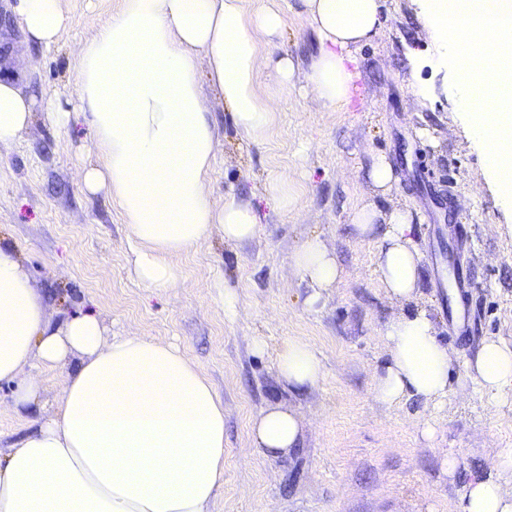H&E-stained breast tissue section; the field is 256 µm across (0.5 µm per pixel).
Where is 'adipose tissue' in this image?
<instances>
[{"mask_svg":"<svg viewBox=\"0 0 512 512\" xmlns=\"http://www.w3.org/2000/svg\"><path fill=\"white\" fill-rule=\"evenodd\" d=\"M244 0H118L92 38L77 48L78 73L67 103L42 102L30 76L36 61L12 50L0 55V144L17 140L43 109L58 127L80 120L89 128L99 163L85 164V188L109 198L136 243L138 281L157 292L182 287L172 261L220 227L225 241L243 243L260 230L249 200L228 193L212 203L207 186L215 165L216 127L205 88L224 99L239 133L263 140L277 111L256 78L270 72L279 88L302 77L323 105L344 110L358 77L354 49L378 34L381 0H300L319 40L305 73L278 55L280 10L246 13ZM27 46H54L66 24L62 0H10ZM207 62L199 76L197 58ZM359 240L377 244V280L389 299L410 304L380 330L388 360L374 372L372 395L390 406L416 398L431 407L418 427L437 440V410L468 388L490 411L512 401V344L485 339L465 362L467 381L454 379L452 357L426 309L415 300L421 255L407 208L382 212L366 204L354 213ZM293 264L315 307L338 287L343 270L317 237L304 241ZM79 363L68 373L56 416L39 422L0 455V512H209L224 486V404L209 380L176 346L144 336L107 337L100 315L87 312L51 326L43 299L17 251L0 245V383L14 385L13 404H35L38 377ZM289 390L315 386L319 353L306 339L285 340L276 358ZM256 448L276 458L301 446L304 429L291 409L277 405L257 418ZM512 448L501 449L463 486L456 512H512Z\"/></svg>","mask_w":512,"mask_h":512,"instance_id":"obj_1","label":"adipose tissue"}]
</instances>
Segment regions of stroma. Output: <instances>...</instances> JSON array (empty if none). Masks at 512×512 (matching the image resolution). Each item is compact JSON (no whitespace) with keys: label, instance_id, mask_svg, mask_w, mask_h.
<instances>
[{"label":"stroma","instance_id":"stroma-1","mask_svg":"<svg viewBox=\"0 0 512 512\" xmlns=\"http://www.w3.org/2000/svg\"><path fill=\"white\" fill-rule=\"evenodd\" d=\"M273 4L285 7L282 51L308 64L318 41L297 0H244L249 13ZM382 4L378 35L354 52L359 78L351 110L326 108L297 85L278 89L260 73L258 91L276 95L279 107L267 138L253 143L237 131L221 95L208 90L217 120L211 198L220 204L234 192L252 199L262 226L244 244L225 241L214 228L174 256L185 275L175 293L133 278L129 225L107 199L83 192L79 169L96 154L83 122L58 128L39 112L18 140L0 145V244L28 266L51 325L93 311L112 334L176 345L223 400L224 486L211 512H455L470 475L512 448V406L489 412L478 392L465 401L449 397L437 414L435 442L418 429L428 412L422 401L388 407L371 396L373 374L387 357L377 331L402 307L373 275L375 243L353 232V214L364 204L410 208L422 255L417 302L435 320L456 376H464L466 359L485 339L512 343V203L486 171L485 150L471 133L453 72L440 60L423 0ZM116 5L62 0L68 25L59 41L32 51L46 95L72 89L78 44ZM377 153L398 176L384 197L366 178ZM275 180L293 192L288 209L271 201L267 187ZM453 224L467 226V246L449 233ZM315 236L344 278L311 309L292 254ZM458 266L473 282L459 298L451 293ZM218 275L220 289L212 285ZM228 290L238 302L232 317L224 311ZM294 336L307 339L324 366L322 380L298 392L284 386L276 367L278 347ZM258 339L264 351H255ZM63 376L44 373L39 400L25 412L15 410L11 387L0 385L1 451L56 413ZM274 405L296 411L304 427L302 447L279 458L263 456L251 437L253 420ZM444 448L459 454L455 474L443 470Z\"/></svg>","mask_w":512,"mask_h":512}]
</instances>
